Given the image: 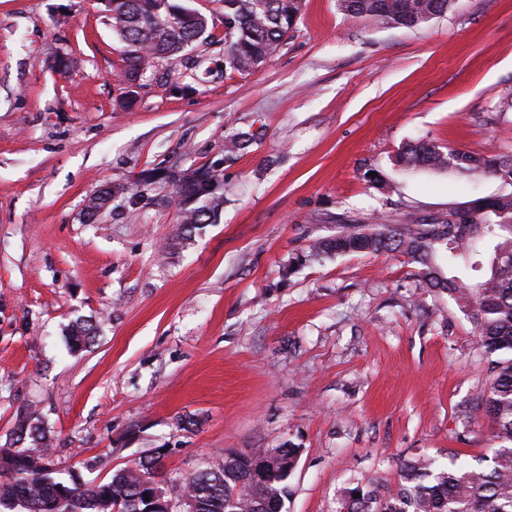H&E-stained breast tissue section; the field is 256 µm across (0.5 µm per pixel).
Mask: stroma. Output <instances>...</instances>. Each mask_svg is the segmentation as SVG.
<instances>
[{
  "mask_svg": "<svg viewBox=\"0 0 512 512\" xmlns=\"http://www.w3.org/2000/svg\"><path fill=\"white\" fill-rule=\"evenodd\" d=\"M189 5L214 38L194 49L206 73L175 93L180 62H156L127 108L103 0H0V451L27 416L83 479L160 448L170 483L293 445L282 512L394 489L415 456H492L488 420L463 415L490 360L453 300L402 255L311 246L503 191L398 157L419 138L512 156V0H456L415 28L303 0L277 53L226 77L221 0ZM216 163L218 218L184 231L173 182ZM78 319L98 334L72 352Z\"/></svg>",
  "mask_w": 512,
  "mask_h": 512,
  "instance_id": "1",
  "label": "stroma"
}]
</instances>
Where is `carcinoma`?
<instances>
[{
    "label": "carcinoma",
    "instance_id": "obj_1",
    "mask_svg": "<svg viewBox=\"0 0 512 512\" xmlns=\"http://www.w3.org/2000/svg\"><path fill=\"white\" fill-rule=\"evenodd\" d=\"M112 31L124 45V78L130 87L159 60H178L187 69L199 64L187 49L207 41L208 19L180 0H108ZM224 69L246 75L276 54L301 11V0H222ZM454 0H338L351 17H368L389 27H416L448 11ZM512 157H484L458 149L446 152L420 141L406 147L400 161L407 166L451 169L463 175L481 172L511 187L494 197L463 202L448 209L446 219L428 223L414 214L399 225L382 224L370 232H345L311 245L325 252L398 253L420 265L428 288L448 293L470 319L479 346L509 358L494 366L490 389L469 414L492 424L497 441L491 458L463 461L450 467L432 458L400 464L398 486L381 496L359 487L348 492L339 512H512ZM180 223L212 224L224 203L217 165L198 168L174 181ZM448 257V276L437 263ZM97 326L76 320L68 331L73 349L88 346ZM30 440L35 448H18L0 455V512H146L145 497L166 500L187 497L193 512H281L288 495L289 472L299 449H280L288 471L275 470L260 484L247 480L248 461L237 453L208 465L181 483L157 480L162 454H151L134 467L115 471L100 481H84L49 458L44 428L19 419L16 442ZM361 497H355V494Z\"/></svg>",
    "mask_w": 512,
    "mask_h": 512
}]
</instances>
